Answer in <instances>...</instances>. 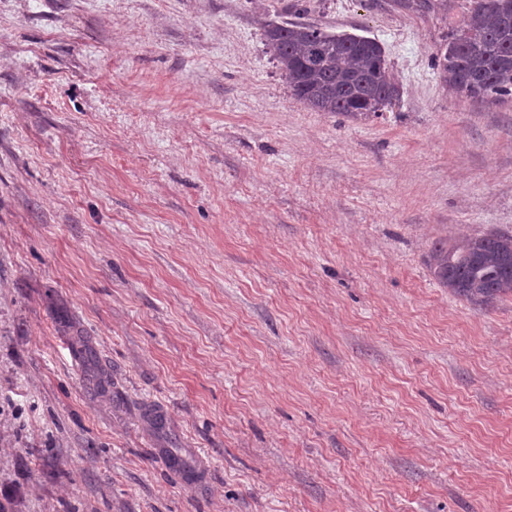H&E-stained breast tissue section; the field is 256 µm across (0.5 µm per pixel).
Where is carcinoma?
I'll return each mask as SVG.
<instances>
[{
  "mask_svg": "<svg viewBox=\"0 0 512 512\" xmlns=\"http://www.w3.org/2000/svg\"><path fill=\"white\" fill-rule=\"evenodd\" d=\"M265 43L291 94L316 112L362 121L382 115L400 96L382 44L302 22L269 21ZM452 90L481 103L512 99V0L474 5L435 55ZM431 275L454 295L489 304L512 294V234L437 241Z\"/></svg>",
  "mask_w": 512,
  "mask_h": 512,
  "instance_id": "carcinoma-1",
  "label": "carcinoma"
}]
</instances>
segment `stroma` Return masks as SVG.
I'll list each match as a JSON object with an SVG mask.
<instances>
[{
  "label": "stroma",
  "mask_w": 512,
  "mask_h": 512,
  "mask_svg": "<svg viewBox=\"0 0 512 512\" xmlns=\"http://www.w3.org/2000/svg\"><path fill=\"white\" fill-rule=\"evenodd\" d=\"M470 4L0 0L6 512H512V295L426 263L512 234V100L432 64ZM266 20L375 38L399 99L312 110Z\"/></svg>",
  "instance_id": "obj_1"
}]
</instances>
